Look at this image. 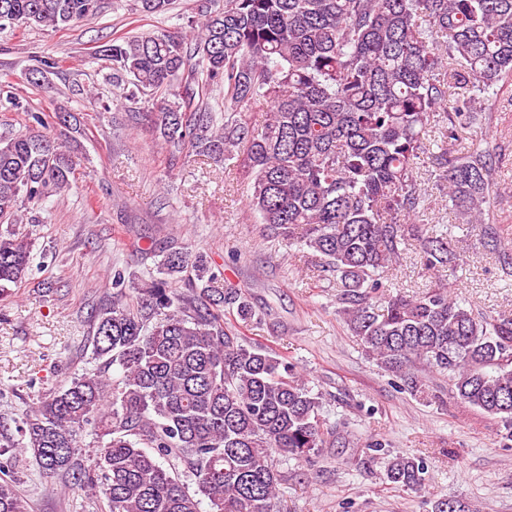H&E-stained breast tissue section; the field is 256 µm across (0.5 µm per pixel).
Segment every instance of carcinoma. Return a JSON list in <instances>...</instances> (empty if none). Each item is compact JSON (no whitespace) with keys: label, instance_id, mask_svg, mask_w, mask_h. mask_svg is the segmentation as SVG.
Here are the masks:
<instances>
[{"label":"carcinoma","instance_id":"1","mask_svg":"<svg viewBox=\"0 0 512 512\" xmlns=\"http://www.w3.org/2000/svg\"><path fill=\"white\" fill-rule=\"evenodd\" d=\"M106 0H0V19L60 29L97 18ZM157 15L170 0H138ZM190 37H118L100 52L130 97L151 100L155 138L171 160L185 154L236 160L249 207L266 236L295 240L336 276L347 325L367 356L399 377L402 390L436 398L418 374L448 377L456 396L498 419L512 439V317H487L439 282L393 294L382 278L414 241L428 269L464 264L442 224L415 222L417 160L433 125L480 124L478 96L512 80V0H200ZM224 86V109L196 99ZM178 87V98L160 93ZM453 104H448V93ZM269 105L261 127L247 112ZM73 114H31L22 131L0 135V301L32 271V244L13 226L70 185L67 134ZM440 190L467 224L480 225L497 252L485 207L496 170L483 152L448 159L440 149ZM184 290H178V285ZM112 300L93 315L95 354L117 377L77 375L41 398L16 431L0 427V455L32 453L47 476L82 481L77 454L93 427L99 491L107 512H278L275 456L309 460L334 432L321 394L294 363L224 328V310L244 322L245 293L201 252L172 250L144 287L127 295L112 271ZM376 303H371L370 298ZM386 455L385 482L420 490L427 459ZM174 459L191 481L157 458ZM0 512H28L15 480H0Z\"/></svg>","mask_w":512,"mask_h":512}]
</instances>
